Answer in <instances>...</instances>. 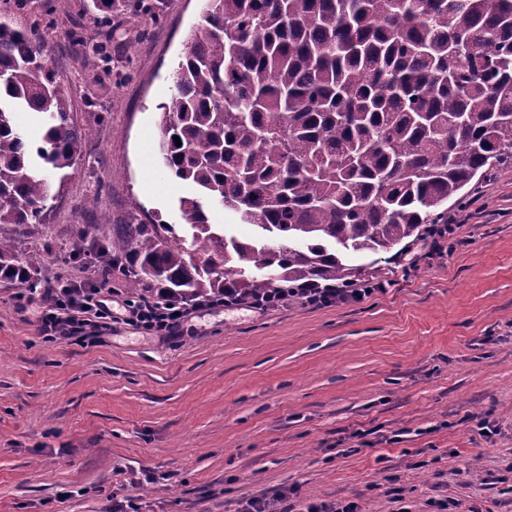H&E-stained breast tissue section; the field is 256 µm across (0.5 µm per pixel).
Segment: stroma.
Returning a JSON list of instances; mask_svg holds the SVG:
<instances>
[{
  "label": "stroma",
  "instance_id": "1",
  "mask_svg": "<svg viewBox=\"0 0 512 512\" xmlns=\"http://www.w3.org/2000/svg\"><path fill=\"white\" fill-rule=\"evenodd\" d=\"M202 0H0V21L38 28L48 68L91 130L43 223L4 225L41 281L84 272L127 292L121 268L95 260L86 224H181L187 185L159 164L161 103ZM83 29L102 56L69 38ZM441 252L416 244V270L359 258L386 292L339 306L293 302L257 314L215 311L177 342L126 326L104 344L45 341L20 282L0 281V512H236L241 500L299 486L304 501L354 500L411 512L448 496L512 512L484 476L512 464V166L464 189ZM85 250L83 266L71 261ZM491 412L497 432L472 431ZM362 437H355V430ZM162 474L155 484L142 471Z\"/></svg>",
  "mask_w": 512,
  "mask_h": 512
}]
</instances>
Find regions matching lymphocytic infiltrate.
<instances>
[{"label": "lymphocytic infiltrate", "instance_id": "f902f5d3", "mask_svg": "<svg viewBox=\"0 0 512 512\" xmlns=\"http://www.w3.org/2000/svg\"><path fill=\"white\" fill-rule=\"evenodd\" d=\"M368 294L365 288H293L247 298L228 294L218 301L174 302L156 295L133 300L85 277L59 276L50 287L30 289L27 302L37 308L36 321L45 339H73L92 345L100 343L103 330L115 324L175 336L193 314L220 307L227 310L245 307L264 313L290 301L330 307L361 300ZM298 496L299 488L294 485L271 497H250L238 512H295L301 506L297 503ZM301 507L305 512H361L360 504L355 501L308 502Z\"/></svg>", "mask_w": 512, "mask_h": 512}]
</instances>
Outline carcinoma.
<instances>
[{"label": "carcinoma", "instance_id": "cac0c4a2", "mask_svg": "<svg viewBox=\"0 0 512 512\" xmlns=\"http://www.w3.org/2000/svg\"><path fill=\"white\" fill-rule=\"evenodd\" d=\"M160 109L163 169L196 194L179 198L184 235L152 221L99 244L129 260L132 294L349 286L346 256L421 238L512 165V0H205ZM19 112L44 125L34 151ZM86 136L38 33L1 22L0 225L42 223L48 175ZM212 206L262 232L227 235ZM38 266L0 238V279L35 285Z\"/></svg>", "mask_w": 512, "mask_h": 512}]
</instances>
